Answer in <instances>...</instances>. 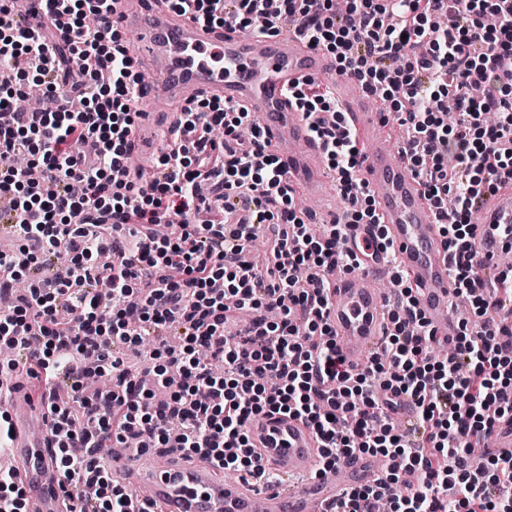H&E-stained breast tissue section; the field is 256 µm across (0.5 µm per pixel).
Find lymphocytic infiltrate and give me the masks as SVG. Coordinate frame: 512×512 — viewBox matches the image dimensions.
Returning <instances> with one entry per match:
<instances>
[{
  "label": "lymphocytic infiltrate",
  "instance_id": "obj_1",
  "mask_svg": "<svg viewBox=\"0 0 512 512\" xmlns=\"http://www.w3.org/2000/svg\"><path fill=\"white\" fill-rule=\"evenodd\" d=\"M38 0L58 30L20 25L0 0V201L14 228L0 251V343L24 358L38 390L68 379L81 412L45 401L66 512H155L112 481L96 450L112 441L163 448L256 481H276L250 448L262 414L305 420L322 448V471L340 460L384 458L375 480L346 491L332 512H512V455L470 460L496 421L512 418V349L501 346V293L473 256L479 202L512 181V0H168L171 10L215 27L293 28L328 53L339 74L366 89L384 85L406 131L401 150L444 219L456 296L475 310L460 320L452 353L430 362L436 334L414 289L396 276L390 331L361 368L331 342L328 278L358 269L340 224L320 232L298 216L293 190L250 112L201 97L184 108L155 170L130 167L141 115V77L120 28L80 23L90 4ZM33 78L47 107L13 111ZM76 97L80 111L57 103ZM312 121L351 224L377 221L360 176L364 154L331 88L311 80L290 92ZM224 128L223 140L211 137ZM26 155L30 166L7 165ZM224 188L233 208L248 190L249 214L207 224L201 178ZM271 235L269 264L250 260ZM66 251L67 279L16 295L23 269ZM250 314L235 335L233 312ZM166 350L165 365L131 373L120 347ZM113 378L95 395L89 372ZM411 398L412 432L397 429L380 391Z\"/></svg>",
  "mask_w": 512,
  "mask_h": 512
}]
</instances>
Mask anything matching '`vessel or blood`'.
<instances>
[{
	"label": "vessel or blood",
	"mask_w": 512,
	"mask_h": 512,
	"mask_svg": "<svg viewBox=\"0 0 512 512\" xmlns=\"http://www.w3.org/2000/svg\"><path fill=\"white\" fill-rule=\"evenodd\" d=\"M108 21L143 33L140 56L157 71L143 90L142 123L131 146L136 154L148 151L149 129L161 122L174 124L180 111L199 97H218L251 112L296 195L324 199L330 177L323 150L291 105L288 90L305 80L330 83L359 142L369 147L362 171L380 219L376 227H348L351 241L369 253L370 260L365 269L345 273L331 283L329 319L338 351L347 364L362 365L388 333L387 301L374 290L372 280L387 274L389 253L417 288L425 318L440 342L454 339L457 323L449 312L454 288L439 218L422 186L382 136L385 116L367 109L358 81L341 78L329 56L309 48L295 33L243 38L228 27L219 34L175 19L154 0H116ZM219 37L224 40L220 48L224 68L217 72L205 52L207 44ZM476 235L480 265L497 264L500 254L512 249L511 185L484 201ZM10 405L15 429L10 458L20 470L30 512H64L50 425L25 388L13 392ZM249 434L263 465L279 472V481L259 486L243 479L225 480L221 470L205 463H163L133 474L141 499L159 512H327L346 484L365 481L379 468L378 460L350 458L335 473L317 475L320 442L304 421L294 417L260 415ZM493 437L486 453H512V421L497 422Z\"/></svg>",
	"instance_id": "obj_1"
}]
</instances>
